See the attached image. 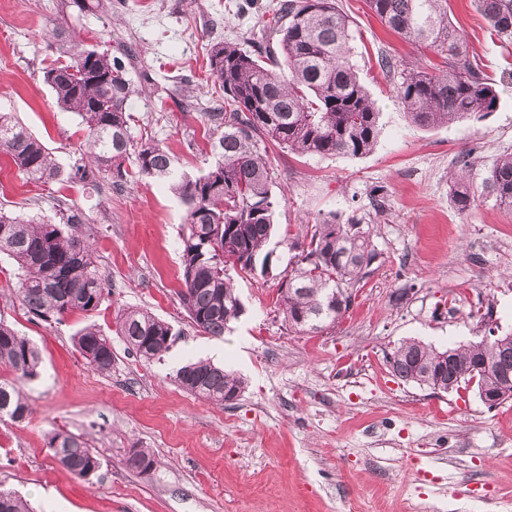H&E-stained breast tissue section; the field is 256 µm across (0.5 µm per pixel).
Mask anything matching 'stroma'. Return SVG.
I'll list each match as a JSON object with an SVG mask.
<instances>
[{
	"label": "stroma",
	"instance_id": "1",
	"mask_svg": "<svg viewBox=\"0 0 512 512\" xmlns=\"http://www.w3.org/2000/svg\"><path fill=\"white\" fill-rule=\"evenodd\" d=\"M63 2L0 0V110L16 113L70 170L86 132L42 81L56 57L46 31L58 25L115 54L128 47L133 79L148 74L156 85L132 105L134 136L155 138L179 171L197 173L207 133L201 114L221 94L206 82L207 48L233 39L251 49L255 10L236 13L226 0H120L111 17ZM339 4L380 111L378 143L360 158L269 148L285 195L277 224L335 211L372 231L378 258L334 326L289 330L278 278L257 275L236 278L244 313L223 337L197 331L176 288L185 208L164 183L135 175L119 189L101 180L93 192L73 181L34 185L0 156V206L54 221L83 208L82 231L112 289L98 311L42 321L6 294L13 268L0 259V319L42 357L38 376L22 384L31 416L0 421V483L36 512H337L344 501L359 512H404L410 501L442 512H512V399L491 409L471 388L436 393L396 378L385 362L406 339L443 349L493 328L512 332V208L484 195L457 210L448 180L467 150L477 154L476 185L512 152V42L492 35L472 0H448L498 104L477 124L422 128L406 117L377 58L411 67L438 57L388 32L365 0ZM128 307L171 325L161 360L144 362L118 335L117 313ZM90 324L112 341L109 373L76 347V333ZM198 359L244 379L236 404H210L170 381L176 367ZM58 427L82 435L101 459L91 479L53 460L48 434ZM132 448L153 450L157 469H127Z\"/></svg>",
	"mask_w": 512,
	"mask_h": 512
}]
</instances>
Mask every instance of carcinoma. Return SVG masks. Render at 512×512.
I'll return each instance as SVG.
<instances>
[{"label":"carcinoma","instance_id":"carcinoma-1","mask_svg":"<svg viewBox=\"0 0 512 512\" xmlns=\"http://www.w3.org/2000/svg\"><path fill=\"white\" fill-rule=\"evenodd\" d=\"M371 12L393 34L442 59L438 70L424 64L402 68L379 56V69L392 77L398 102L421 127L458 121L480 122L496 111L498 92L468 54L448 16V0H366ZM490 28L512 41V0H474ZM78 11L112 12V0H71ZM260 37L247 51L237 41L210 44L208 78L224 91V107L201 113L211 132L213 161L198 176L181 174L173 156L159 142L132 136L133 100L141 89L129 77L132 49L118 55L52 29L58 57L44 68L43 82L58 107L80 119L87 132L84 153L68 179L98 186L103 178L127 182L124 164L135 157L138 174L170 184L185 207L180 239L179 298L198 330L210 336L243 314L234 276L276 269L275 251L267 249L277 232L276 211L282 197L274 190L268 144L307 156L362 157L380 135L379 111L353 62L356 36L337 0H271L261 7ZM0 153L18 171L43 184L63 171L43 142L12 112H0ZM477 157L468 151L451 173V200L460 211L471 207L477 190L469 182ZM482 192L512 207V153L497 157L482 181ZM77 208L55 223L0 208V256L13 261L12 295L28 313L44 321L91 313L109 295V284L96 265L92 246L79 233L86 223ZM283 241L294 263L282 277L279 304L288 327L317 333L349 309L353 287L378 257L370 229L353 218L327 213ZM119 334L146 362L161 358L171 344V326L143 309L119 316ZM82 356L96 370H112V343L89 326L77 337ZM432 365L450 386L477 378L492 395L502 389L495 366L512 368V340L473 342L437 349L421 341L401 342L386 354L395 377L420 383V360ZM36 346L0 321V368L13 379H0V419L23 423L31 409L20 382L39 373ZM175 382L185 392L219 405H232L245 381L208 361L176 369ZM49 449L73 477L88 480L101 461L80 436L55 431ZM128 469L149 473L159 465L148 448H131ZM0 512H34L18 492L0 485Z\"/></svg>","mask_w":512,"mask_h":512}]
</instances>
